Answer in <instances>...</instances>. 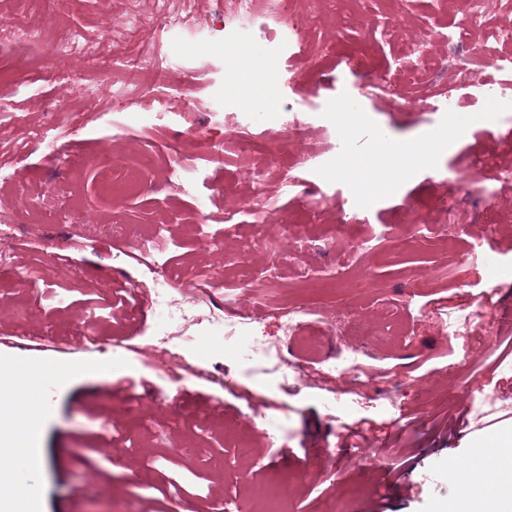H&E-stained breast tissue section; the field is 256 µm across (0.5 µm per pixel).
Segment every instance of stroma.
Here are the masks:
<instances>
[{
  "label": "stroma",
  "mask_w": 512,
  "mask_h": 512,
  "mask_svg": "<svg viewBox=\"0 0 512 512\" xmlns=\"http://www.w3.org/2000/svg\"><path fill=\"white\" fill-rule=\"evenodd\" d=\"M129 9L142 20L137 40H154L153 0H0V18L24 32L0 48V102L35 129L44 101H65L58 122L70 129L50 150L33 139L0 150V248L12 262L0 269V361L36 374L30 445L44 460L16 473L19 488L40 512H153L169 475L185 492L168 512L212 502L224 512H368L380 497L385 512H439L464 493V477L486 481L472 411L512 377L499 348L512 337V180L492 202L465 185L477 161L512 169V112L460 79L456 49L435 37L459 24L465 0H327L298 45L231 22L232 0H199L202 23L226 28L212 39L169 35L164 70L198 90L191 103L172 93L163 125L108 97L122 67L99 35ZM69 29L98 45L93 94L55 78L85 67L51 55L45 32ZM247 52L271 60L264 77ZM234 71L244 79L233 90ZM385 74L397 95L366 94L364 82ZM290 112L295 136L283 127ZM218 142L223 160L203 162ZM396 144L415 164L390 163ZM179 156L198 161L188 194L170 174ZM110 165L141 174L139 189L106 196ZM255 166L257 186L246 175ZM291 174L315 183L324 206L288 187ZM257 189L271 200L264 219L241 206ZM491 238L493 263L472 270ZM197 268L220 270L223 288L196 294L186 275ZM117 275L140 295L125 320L75 305L82 292L107 295ZM159 276L174 298L199 296L223 317L173 346L188 368L178 382L145 354L166 323L151 302ZM296 307L287 376L257 373L251 338L280 344ZM228 322L242 323L240 344L225 343ZM85 336L98 348H84ZM323 356L344 370L317 378ZM357 422L366 446H344ZM109 431L134 451L102 461L105 492L80 460Z\"/></svg>",
  "instance_id": "35a3bbf8"
}]
</instances>
